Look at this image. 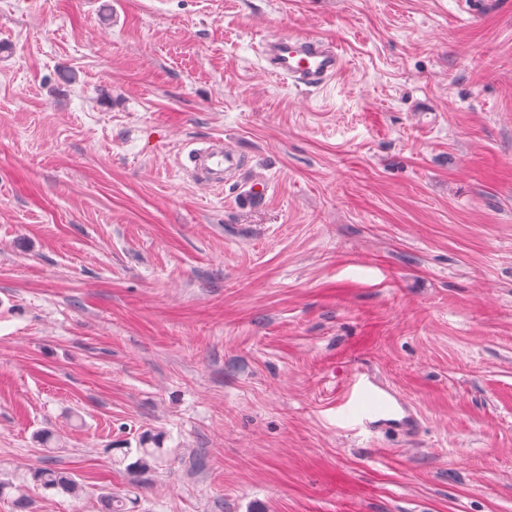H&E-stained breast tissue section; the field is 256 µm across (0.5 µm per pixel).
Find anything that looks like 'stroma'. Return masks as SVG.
<instances>
[{
    "mask_svg": "<svg viewBox=\"0 0 512 512\" xmlns=\"http://www.w3.org/2000/svg\"><path fill=\"white\" fill-rule=\"evenodd\" d=\"M289 34L342 73L273 76ZM217 137L262 207L182 170ZM361 368L414 438L337 423ZM0 482V512H512V0H0ZM263 52L276 75L306 90L326 86L344 68L336 44L325 38L284 35L266 42ZM120 450L123 460H126L131 454H136V460L130 466L131 468L146 470L162 463L165 458L166 450L162 448H114ZM113 449V450H114ZM36 475L46 489H60L68 493H76L79 489V483L71 473L44 467Z\"/></svg>",
    "mask_w": 512,
    "mask_h": 512,
    "instance_id": "35a3bbf8",
    "label": "stroma"
}]
</instances>
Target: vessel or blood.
Instances as JSON below:
<instances>
[{
    "label": "vessel or blood",
    "mask_w": 512,
    "mask_h": 512,
    "mask_svg": "<svg viewBox=\"0 0 512 512\" xmlns=\"http://www.w3.org/2000/svg\"><path fill=\"white\" fill-rule=\"evenodd\" d=\"M264 58L272 71L291 85L319 89L336 79L344 68L337 46L325 38L284 35L264 46ZM188 175L211 185H221L225 172L238 175L245 186V198L255 205L264 201L268 185L244 173L237 153L212 144L188 152ZM336 420L354 430L370 432L396 430L413 433L418 417L411 405L376 375L361 373L341 391L336 400Z\"/></svg>",
    "instance_id": "b4317fda"
}]
</instances>
